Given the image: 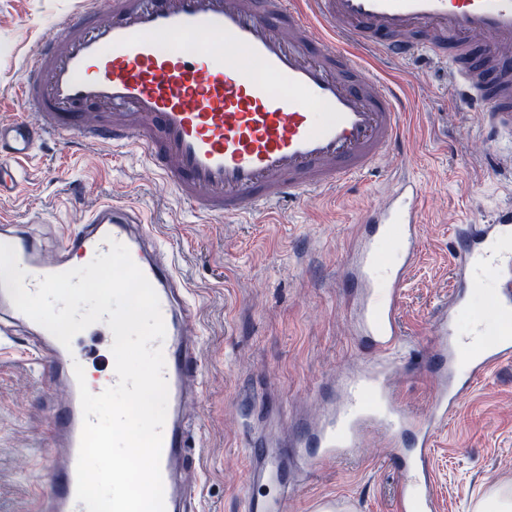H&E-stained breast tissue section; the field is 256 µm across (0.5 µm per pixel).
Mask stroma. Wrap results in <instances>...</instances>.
<instances>
[{"label":"stroma","mask_w":512,"mask_h":512,"mask_svg":"<svg viewBox=\"0 0 512 512\" xmlns=\"http://www.w3.org/2000/svg\"><path fill=\"white\" fill-rule=\"evenodd\" d=\"M81 0H0V118L20 113L14 94L23 64L50 28ZM370 72L407 94L405 156L387 154L378 171L342 190L274 207L265 224L210 219L163 184L141 149L46 141L26 164L16 192L0 199V219L23 225L56 250L69 229L104 200L140 209L173 255L199 330L202 383L189 402L190 456L199 469L196 512H245L253 431L287 441L315 420L337 371L365 355L349 321L341 265L355 225L406 175L424 189L419 260L400 305L410 344L395 385L401 403L424 409L431 397L423 368L431 319L448 297L458 224L492 220L512 205V151L488 145L477 117L428 50ZM30 332L16 328L0 357V512H38L49 475L52 391L27 356ZM433 468L442 512H474L489 488L512 484V363L476 384L436 441ZM395 463L381 435L352 461L323 464L288 498L286 512H393Z\"/></svg>","instance_id":"35a3bbf8"}]
</instances>
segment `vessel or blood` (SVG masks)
Returning a JSON list of instances; mask_svg holds the SVG:
<instances>
[{
	"label": "vessel or blood",
	"instance_id": "1",
	"mask_svg": "<svg viewBox=\"0 0 512 512\" xmlns=\"http://www.w3.org/2000/svg\"><path fill=\"white\" fill-rule=\"evenodd\" d=\"M317 24L346 49L327 50L312 32ZM419 47L447 63L489 143H512V0H82L27 57L17 87L23 115L0 118V197L17 190L19 165L51 134L138 145L175 195L205 216L263 218L278 204L346 187L376 171L385 153L402 151L408 102L364 59L371 52L396 65ZM421 193L414 179H398L355 227L345 278L354 333L369 353L338 377L340 399H328L293 450L310 477L323 461L358 457L366 435L382 432L400 460L396 512H439L436 440L475 384L512 362V333L493 336L468 319L482 287L492 315L512 314L509 209L459 225L448 298L433 314L431 400L422 411L392 401L387 381L404 347L399 308L419 255ZM0 233L32 292L73 257L92 261L114 241L127 247L166 330L165 512H190L185 406L200 386L199 340L185 285L140 210L102 202L54 260L18 225ZM0 324L32 332L34 362L64 393L49 422L53 479L40 512H87L76 498L83 414L74 366L84 357L20 312L1 281ZM249 461L246 512H283L297 489L288 460L260 439Z\"/></svg>",
	"mask_w": 512,
	"mask_h": 512
}]
</instances>
